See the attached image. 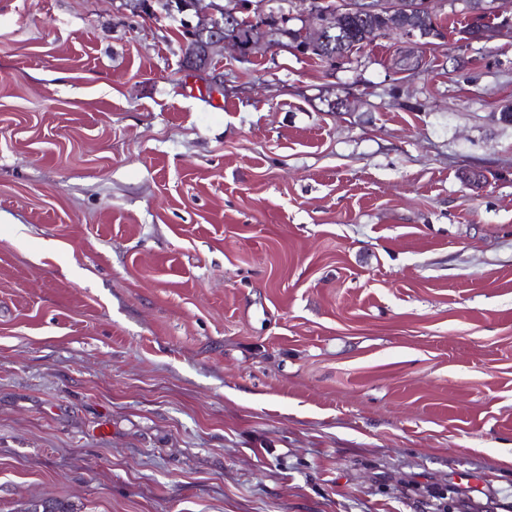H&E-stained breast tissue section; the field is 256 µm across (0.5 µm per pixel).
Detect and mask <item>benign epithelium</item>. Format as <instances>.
<instances>
[{
	"instance_id": "1",
	"label": "benign epithelium",
	"mask_w": 512,
	"mask_h": 512,
	"mask_svg": "<svg viewBox=\"0 0 512 512\" xmlns=\"http://www.w3.org/2000/svg\"><path fill=\"white\" fill-rule=\"evenodd\" d=\"M310 20L309 25L299 29V42L305 49L319 50L322 47L321 33L336 27V14L324 11L321 0H302ZM342 10L359 16H377L382 24L374 26L365 34L364 42L375 38L396 36L406 43L424 44L418 39V27L415 20L405 15L406 7L401 0H351ZM244 8L236 0H227L222 6H214L208 21L197 25L202 34L201 40L188 51L193 68L198 71L208 69L209 61L217 49H229L240 58H249L258 52L260 39L273 37V28L280 25L276 14L256 9V16L246 18L240 23L239 13Z\"/></svg>"
}]
</instances>
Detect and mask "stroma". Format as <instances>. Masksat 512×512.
<instances>
[{
	"instance_id": "35a3bbf8",
	"label": "stroma",
	"mask_w": 512,
	"mask_h": 512,
	"mask_svg": "<svg viewBox=\"0 0 512 512\" xmlns=\"http://www.w3.org/2000/svg\"><path fill=\"white\" fill-rule=\"evenodd\" d=\"M180 19L0 0V512H512V34ZM236 1H224V6L215 5L208 21L198 23L197 30L202 34V38L188 51L194 70H207L209 61L218 48L230 49L235 55L245 59L258 52L261 38L270 37L274 40L272 28L280 25L281 20L278 16L256 8L257 17L248 15L245 19L246 24H238L241 22L238 13L245 14L248 10L240 4L235 6ZM220 11L224 12V16ZM181 23L184 28V46L190 48L200 38V34L182 20Z\"/></svg>"
}]
</instances>
